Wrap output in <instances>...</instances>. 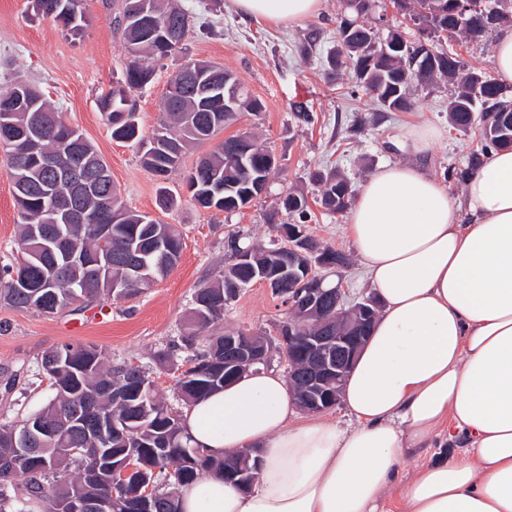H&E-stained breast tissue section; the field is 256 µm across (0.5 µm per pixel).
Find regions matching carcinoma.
I'll return each instance as SVG.
<instances>
[{
    "label": "carcinoma",
    "mask_w": 512,
    "mask_h": 512,
    "mask_svg": "<svg viewBox=\"0 0 512 512\" xmlns=\"http://www.w3.org/2000/svg\"><path fill=\"white\" fill-rule=\"evenodd\" d=\"M82 0H32L34 10L77 33L84 15ZM141 0H121L115 17L122 30L129 54L124 79L98 99L112 139L144 144L137 118L136 102L125 104V96L150 83L154 69L149 59L163 60L182 51L189 33L188 15L167 19L150 12L135 21H127ZM453 0H392L398 10L408 15L416 28L413 39L391 31L382 39L378 29L365 16L374 7L371 0H345L346 13L336 29V53L332 65L350 69L355 83L375 99L385 111H408L416 103L417 88H428L442 80L456 86L448 102V120L453 127L466 131L475 121L482 125V151L489 153L512 147V97L491 76L466 68L462 57L447 51L442 40L456 35L466 42L488 39L500 26L512 22V0H467V13L451 7ZM394 41L406 44L404 52L392 51ZM216 79L235 88V102L205 104L197 93L190 72L178 69L169 81L176 92H167L161 104L160 129L154 135L157 146L143 152V165L159 181L157 199L160 208L178 205L180 195L166 185L169 174L180 166L185 151L196 143L212 139L224 127L261 110V103L240 83L231 82L230 74L220 66ZM43 124L42 142L59 169L77 160L92 173L105 164L95 147L79 135L67 145L60 143L54 128L62 113L38 90L24 109L14 113L16 133L29 124L33 115ZM248 141L250 152L242 159L234 156L241 139ZM28 150L26 141L17 139L3 148L13 172V192L18 206L19 236L15 262L0 267V298L16 309H33L54 314L75 302H93L112 297L117 283L129 299L164 278L177 264L182 238L172 224L127 209L117 189L107 195L93 193L85 198L88 220L67 224L52 212L50 187L54 177L37 163L16 167L18 158ZM273 152L247 133L224 139L211 153L203 156L186 176V183H196L191 200L206 209L235 212L248 207L258 196L257 179H271L278 167L266 165ZM310 181L320 192L322 206L331 213L348 208L353 199L350 183L336 170H317ZM277 205L298 218L303 226L308 218L307 199L290 193ZM118 216L112 222V216ZM100 224L111 225L108 238L96 235ZM63 236L71 246L86 256L82 263H66L60 256L63 247L46 252L40 259L26 262L31 246L45 242L48 236ZM233 254L252 249L248 262H234L222 278L196 289L194 306L186 318L185 332L175 348L188 352L185 369L176 382L177 396L189 405L224 387L244 373L238 368L224 377V334L210 332L224 317V289L236 281L248 286L258 279L276 278V286L287 298L313 287L315 279L280 255L282 241L274 237L266 243L231 239ZM309 247L343 266L346 256L315 239L306 237ZM56 363L50 387L55 396L42 409L15 421L0 423V512H54L57 503L79 492L88 501L112 497V512H136V492L140 483L150 481L156 488L153 512H180V489L208 471L218 469L224 476L239 480L252 471L254 460L236 454L222 461L203 456L192 444L182 425L181 414L157 395L154 382L142 367L132 363H110L94 345L62 344L46 351L41 361ZM51 417L54 432L34 448L49 452L23 460L16 450V429L32 421ZM109 421L105 441L95 445L84 434L85 426L99 420ZM69 448H83L75 457ZM134 454L136 471L121 489H113L109 456Z\"/></svg>",
    "instance_id": "cac0c4a2"
}]
</instances>
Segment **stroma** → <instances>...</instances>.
I'll return each mask as SVG.
<instances>
[{
  "mask_svg": "<svg viewBox=\"0 0 512 512\" xmlns=\"http://www.w3.org/2000/svg\"><path fill=\"white\" fill-rule=\"evenodd\" d=\"M179 3L190 16V31L183 51L153 62L152 82L134 93L141 133L152 136L168 81L186 61L216 62L234 73L263 108L226 127L224 136L253 132L282 164L267 196L236 212L200 208L186 192L188 171L213 149V142L186 152L181 167L167 180L180 192L181 201L164 211L157 205V179L143 167L137 146L113 140L97 99L121 78L126 65L125 44L114 24L119 0H83L86 22L77 35L36 15L29 0H0V90L23 80L43 92L103 156L124 203L175 225L183 236L174 270L134 298L77 302L52 315L16 310L0 302V382L11 375L16 378L11 393L0 390V422L37 410L52 399V388L37 376L38 362L45 351L65 343L94 345L109 361L141 366L157 395L176 404L175 383L187 362L180 353L164 364L160 355L181 335L195 289L214 281L231 264V236L240 231L266 241L275 235L277 224L286 219L274 211L280 194H304L312 213L306 233L349 255V266L328 271V281L341 285L348 299L370 296L363 268L345 234L347 216L330 213L317 202L309 174L332 167L357 190L379 166L413 161L458 196L465 183L462 170L481 151L480 125L463 132L448 122L453 87L447 82L418 93L413 111L387 112L356 87L347 71L332 68L328 55L336 45L342 0H324L318 17L291 27L245 19L231 0ZM299 106L313 112V124L297 119ZM423 122L443 128L444 136L426 155L415 158L401 151L397 141ZM17 224L11 170L0 152V265L17 256ZM285 310L270 288L255 283L225 307L218 327L272 336Z\"/></svg>",
  "mask_w": 512,
  "mask_h": 512,
  "instance_id": "obj_1",
  "label": "stroma"
}]
</instances>
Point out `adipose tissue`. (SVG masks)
<instances>
[{"instance_id":"ef3b65f1","label":"adipose tissue","mask_w":512,"mask_h":512,"mask_svg":"<svg viewBox=\"0 0 512 512\" xmlns=\"http://www.w3.org/2000/svg\"><path fill=\"white\" fill-rule=\"evenodd\" d=\"M291 26L323 0H233ZM347 236L382 304L344 387L341 429L303 418L287 380L253 370L190 404L183 425L208 458L258 449L250 489L211 471L182 488V512H512V149L491 152L462 196L412 164L378 168ZM448 447L403 481L412 449Z\"/></svg>"}]
</instances>
